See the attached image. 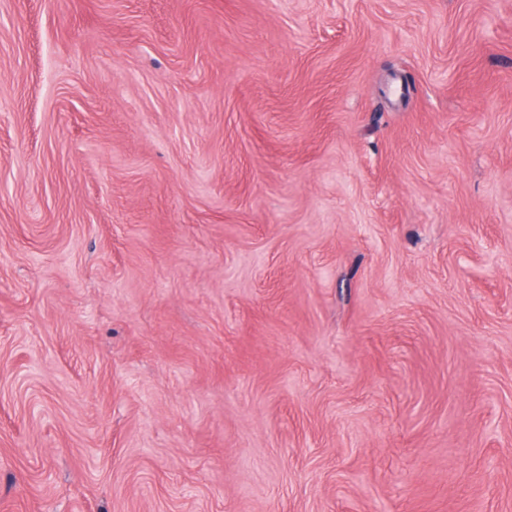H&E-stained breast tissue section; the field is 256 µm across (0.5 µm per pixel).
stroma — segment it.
<instances>
[{
  "label": "stroma",
  "instance_id": "obj_1",
  "mask_svg": "<svg viewBox=\"0 0 512 512\" xmlns=\"http://www.w3.org/2000/svg\"><path fill=\"white\" fill-rule=\"evenodd\" d=\"M0 512H512V0H0Z\"/></svg>",
  "mask_w": 512,
  "mask_h": 512
}]
</instances>
